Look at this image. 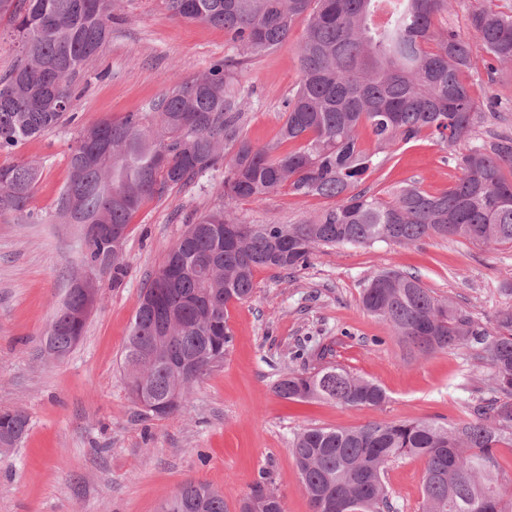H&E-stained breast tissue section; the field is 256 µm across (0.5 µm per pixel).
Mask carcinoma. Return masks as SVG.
Instances as JSON below:
<instances>
[{"instance_id": "cac0c4a2", "label": "carcinoma", "mask_w": 512, "mask_h": 512, "mask_svg": "<svg viewBox=\"0 0 512 512\" xmlns=\"http://www.w3.org/2000/svg\"><path fill=\"white\" fill-rule=\"evenodd\" d=\"M457 0H165L171 16L224 29L238 58L173 84L148 112L106 117L80 130L56 217L84 226L87 252L53 316L47 352L66 357L94 308L96 268L122 272L133 216L149 201L224 167L223 201L192 218L141 294L123 353L128 390L155 417L183 411L191 385L224 362L233 342L228 306L251 300L259 268L294 272L321 246L410 244L459 237L512 245V135L475 145L458 159L461 176L429 194L407 185L388 198L359 188L377 155L423 138L448 150L499 117L478 101L466 75L476 68L473 45L438 27L435 17ZM116 0H0L18 33L19 61L0 78V153L66 120L75 77L112 34ZM305 24L301 77L285 101L277 140L243 136L238 69L278 47L293 24ZM470 25L485 69L512 65V14L490 5ZM375 152L362 148L363 134ZM294 148L283 152L285 144ZM39 179L31 164L0 167V216L34 218L30 199ZM335 203L300 224H243L233 205L282 189ZM110 225L116 236L92 233ZM363 309L393 336L426 355L467 349L492 369L485 395L452 424L370 422L353 429L312 427L290 447L311 508L322 512H399L385 482L402 458L424 462L421 512H512L504 500L496 449H512V306L490 322L436 298L414 273L381 269L362 288ZM288 400H325L379 407L376 383L328 363L291 369L275 383ZM28 417L0 410V451L15 447ZM162 512H227L224 495L186 481ZM241 512H284L272 481L256 482Z\"/></svg>"}]
</instances>
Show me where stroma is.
I'll return each instance as SVG.
<instances>
[{
  "mask_svg": "<svg viewBox=\"0 0 512 512\" xmlns=\"http://www.w3.org/2000/svg\"><path fill=\"white\" fill-rule=\"evenodd\" d=\"M303 31L295 24L280 46L241 68L244 132L252 142L278 134L283 103L300 77ZM234 54L223 29L173 19L164 0H121L109 43L80 73L69 120L0 154L2 166L31 163L40 170L30 202L39 223L0 217V408L29 418L22 443L0 453V512H160L190 479L223 493L227 512H239L265 473L284 512H311L290 451L295 431L371 421L451 422L489 377V365L465 349L413 356L363 309L360 293L374 272L402 269L418 273L435 297L487 321L512 306L502 290L512 282V247L462 238L321 247L294 273L257 270L254 298L228 308L233 345L223 366L195 384L184 412L143 416L121 367L132 318L186 218L222 202L220 169L150 201L133 217L122 276L98 271L99 302L83 336L65 358L47 357L41 339L86 250L81 225L54 219L79 130L106 116L148 111L176 82ZM471 80L476 97L497 101L512 132V66L494 75L477 67ZM467 150L462 144L449 154L429 139L400 145L364 174L362 186L382 197L406 183L440 193L460 177L456 158ZM328 205L323 197L284 190L240 202L237 213L250 224H297ZM300 343L330 347L333 362L385 390L384 405L279 397L273 384ZM423 477L418 458L388 466L386 483L400 512H419Z\"/></svg>",
  "mask_w": 512,
  "mask_h": 512,
  "instance_id": "1",
  "label": "stroma"
}]
</instances>
